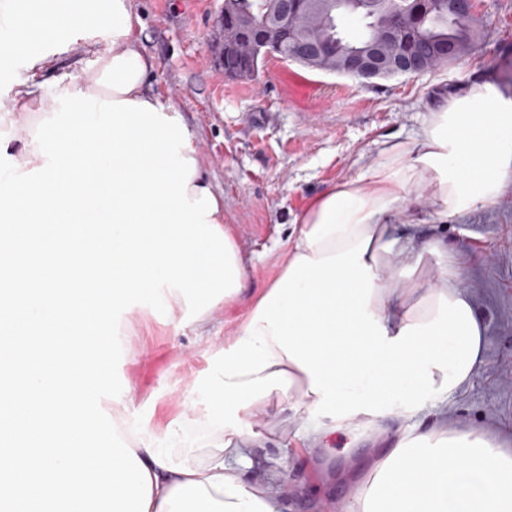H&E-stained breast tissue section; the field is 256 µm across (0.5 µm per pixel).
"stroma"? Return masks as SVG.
Listing matches in <instances>:
<instances>
[{
    "mask_svg": "<svg viewBox=\"0 0 512 512\" xmlns=\"http://www.w3.org/2000/svg\"><path fill=\"white\" fill-rule=\"evenodd\" d=\"M224 0H132L136 29L155 69L148 91L167 101L188 130L202 172L224 201V225L247 265L240 297L218 308L205 337L158 312L130 314L118 375L134 400L130 420L163 435L194 400L195 381L214 349L247 316L254 297L277 276L268 252L295 237L311 201L375 165L386 141H411L433 99L472 78L512 74V0H475L478 50L461 62L420 75L355 79L266 57L252 77L225 76L208 47ZM94 57L76 44L59 48L35 82L49 95L63 75L91 76ZM410 215L422 240L441 242L462 270L485 326L472 377L448 396L412 407L394 402L374 422L337 432L330 449L296 428L262 432L248 480L287 486L286 512H335L349 502L382 449L413 427L446 412L449 424L489 432L512 448V184L496 204L448 221L433 212L430 192L413 198Z\"/></svg>",
    "mask_w": 512,
    "mask_h": 512,
    "instance_id": "35a3bbf8",
    "label": "stroma"
}]
</instances>
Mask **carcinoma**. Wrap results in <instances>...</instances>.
<instances>
[{
  "label": "carcinoma",
  "instance_id": "cac0c4a2",
  "mask_svg": "<svg viewBox=\"0 0 512 512\" xmlns=\"http://www.w3.org/2000/svg\"><path fill=\"white\" fill-rule=\"evenodd\" d=\"M274 0H239L241 14L263 15L273 8ZM475 5L462 3L455 7L452 0H437L426 15L416 13L415 0H386L384 8L371 13L351 12L358 28L353 35L338 23L336 0H308L306 10L293 21L296 33L304 39H321L336 44V52L325 60L304 61L302 65L328 73L346 76L344 61L348 54L361 47L381 48L390 58H417L430 70L440 63L438 48L448 43L454 54L453 63L473 52L480 33L473 24ZM266 55L242 48L228 59L225 74L234 77L253 76L259 71Z\"/></svg>",
  "mask_w": 512,
  "mask_h": 512
}]
</instances>
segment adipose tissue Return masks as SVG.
Instances as JSON below:
<instances>
[{
    "label": "adipose tissue",
    "instance_id": "obj_1",
    "mask_svg": "<svg viewBox=\"0 0 512 512\" xmlns=\"http://www.w3.org/2000/svg\"><path fill=\"white\" fill-rule=\"evenodd\" d=\"M131 0H0V78L11 111L42 120L53 101L36 96L16 61L47 68L58 45L84 37L93 77L57 80L54 94L149 102L155 67L134 34ZM512 182V97L477 77L436 99L422 134L392 142L382 159L312 201L281 257L277 278L254 300L236 332L196 383L189 416L163 436L125 420L132 402L113 403L118 435L152 480L148 512H282L280 491L249 482L259 435L276 397L318 415L305 435L374 421L392 401L419 403L466 383L484 349V327L449 265L433 275L439 244L394 236L411 197L430 188L445 220L494 204ZM352 512H512V449L490 433L448 425L403 435L355 488Z\"/></svg>",
    "mask_w": 512,
    "mask_h": 512
}]
</instances>
